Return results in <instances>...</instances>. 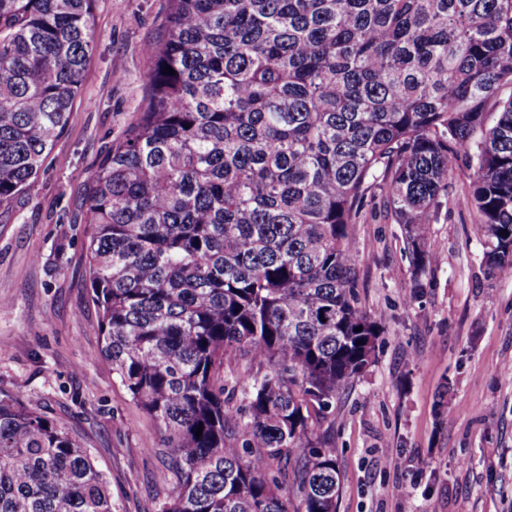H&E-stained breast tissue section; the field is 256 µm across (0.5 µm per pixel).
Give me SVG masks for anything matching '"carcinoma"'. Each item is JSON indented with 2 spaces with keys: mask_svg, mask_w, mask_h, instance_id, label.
Instances as JSON below:
<instances>
[{
  "mask_svg": "<svg viewBox=\"0 0 512 512\" xmlns=\"http://www.w3.org/2000/svg\"><path fill=\"white\" fill-rule=\"evenodd\" d=\"M94 4L0 0V203L66 128ZM169 4L142 112L85 189L101 356L164 429L161 512H336L321 427L380 335L352 239L367 190L419 274L466 162L485 275L512 276V0ZM241 360L265 372L225 377ZM0 512H112L87 451L2 391Z\"/></svg>",
  "mask_w": 512,
  "mask_h": 512,
  "instance_id": "carcinoma-1",
  "label": "carcinoma"
}]
</instances>
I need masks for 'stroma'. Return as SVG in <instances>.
I'll return each mask as SVG.
<instances>
[{
    "mask_svg": "<svg viewBox=\"0 0 512 512\" xmlns=\"http://www.w3.org/2000/svg\"><path fill=\"white\" fill-rule=\"evenodd\" d=\"M168 11V0H95L96 42L67 128L37 192L0 204V390L87 449L113 512H160L173 476L156 424L100 358L84 193L139 116L144 47ZM469 183L458 169L431 213L433 252L421 276L378 190L352 227L358 298L382 334L374 363L351 380L326 425L341 474L337 512H512V279L484 274ZM416 279L422 291L406 302ZM441 397L453 408L444 417Z\"/></svg>",
    "mask_w": 512,
    "mask_h": 512,
    "instance_id": "35a3bbf8",
    "label": "stroma"
}]
</instances>
